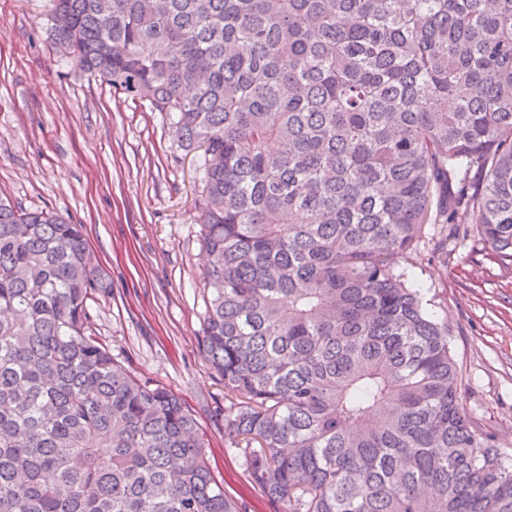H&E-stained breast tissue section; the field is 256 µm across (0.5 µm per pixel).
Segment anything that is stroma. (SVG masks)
I'll return each mask as SVG.
<instances>
[{
    "mask_svg": "<svg viewBox=\"0 0 512 512\" xmlns=\"http://www.w3.org/2000/svg\"><path fill=\"white\" fill-rule=\"evenodd\" d=\"M50 8L0 0V195L85 224L110 282L89 306L93 332L133 375L182 398L227 495L247 512H277L224 436V384L200 346L198 158L164 113L66 63L48 37ZM398 265L450 326L462 408L512 443V269L482 252L473 228L447 256L423 241Z\"/></svg>",
    "mask_w": 512,
    "mask_h": 512,
    "instance_id": "1",
    "label": "stroma"
}]
</instances>
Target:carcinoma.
<instances>
[{
    "label": "carcinoma",
    "instance_id": "cac0c4a2",
    "mask_svg": "<svg viewBox=\"0 0 512 512\" xmlns=\"http://www.w3.org/2000/svg\"><path fill=\"white\" fill-rule=\"evenodd\" d=\"M71 64L203 151L201 347L279 512H512L397 259L512 263V0H52ZM83 224L0 196V512H242L182 400L92 334Z\"/></svg>",
    "mask_w": 512,
    "mask_h": 512
}]
</instances>
